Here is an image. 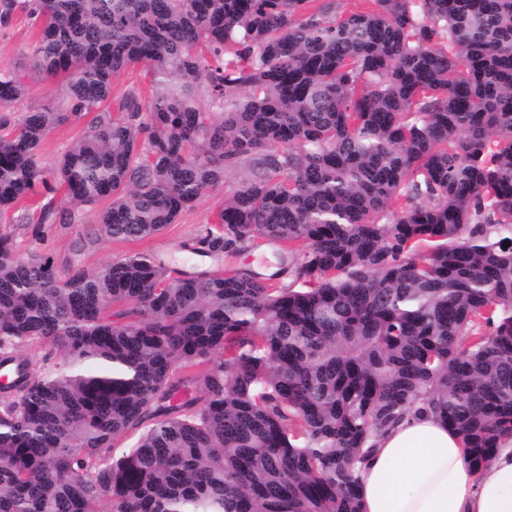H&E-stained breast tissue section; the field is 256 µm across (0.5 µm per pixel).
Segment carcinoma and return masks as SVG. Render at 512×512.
I'll return each mask as SVG.
<instances>
[{"label": "carcinoma", "instance_id": "obj_1", "mask_svg": "<svg viewBox=\"0 0 512 512\" xmlns=\"http://www.w3.org/2000/svg\"><path fill=\"white\" fill-rule=\"evenodd\" d=\"M309 3L0 0L1 27L39 21L35 68L65 83L13 122L25 86L0 69V365L18 371L0 512H361L355 464L417 406L478 471L512 439V0ZM139 63L152 95L116 116L112 79ZM89 113L39 167L46 134ZM235 168L255 178L193 250L286 245L287 285L18 250L14 227L67 223L56 182L138 239ZM92 118L86 115L82 120L63 124L52 129L43 139L38 154V164L53 170L61 157L78 140L84 128Z\"/></svg>", "mask_w": 512, "mask_h": 512}]
</instances>
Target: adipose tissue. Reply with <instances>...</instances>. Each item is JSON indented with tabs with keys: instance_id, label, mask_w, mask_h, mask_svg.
<instances>
[{
	"instance_id": "ef3b65f1",
	"label": "adipose tissue",
	"mask_w": 512,
	"mask_h": 512,
	"mask_svg": "<svg viewBox=\"0 0 512 512\" xmlns=\"http://www.w3.org/2000/svg\"><path fill=\"white\" fill-rule=\"evenodd\" d=\"M359 494L362 512H512V440L478 472L447 424L411 412L377 440Z\"/></svg>"
}]
</instances>
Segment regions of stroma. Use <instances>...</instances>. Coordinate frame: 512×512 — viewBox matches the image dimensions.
I'll list each match as a JSON object with an SVG mask.
<instances>
[{"label": "stroma", "instance_id": "obj_1", "mask_svg": "<svg viewBox=\"0 0 512 512\" xmlns=\"http://www.w3.org/2000/svg\"><path fill=\"white\" fill-rule=\"evenodd\" d=\"M38 31L27 14L16 11L8 27H0V68L16 70L26 78L27 92L24 100L14 107L15 114H22L29 105L45 104L57 100L64 92L62 78H45L33 69L32 51ZM86 126L85 121L71 122L52 129L43 139L37 161L46 169H54L61 157L74 145ZM251 176L247 170L229 171L223 185L208 192L190 211L179 216L174 224L158 235L140 240L112 239L101 234L97 223L98 209L73 203L63 193H56L57 206L70 214L71 221L57 224L34 234L32 228L17 230L16 240L21 253L30 252L51 258L57 267L69 263L91 270L108 262L136 254H154L165 257L173 267L199 263V256L191 253L189 243L209 224L214 210L223 202L225 194L237 188ZM85 241L81 254H74L77 241Z\"/></svg>", "mask_w": 512, "mask_h": 512}]
</instances>
